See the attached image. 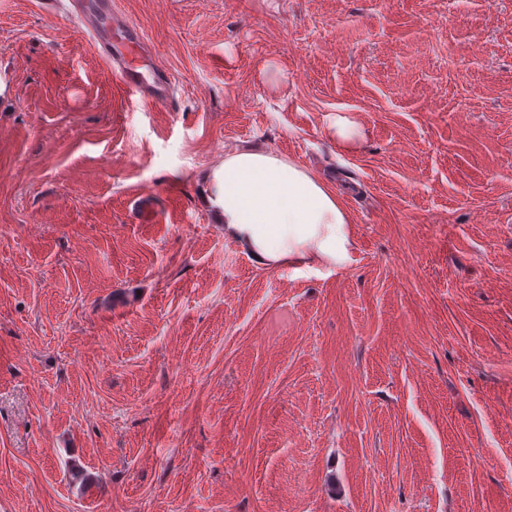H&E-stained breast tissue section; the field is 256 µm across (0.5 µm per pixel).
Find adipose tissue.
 Returning <instances> with one entry per match:
<instances>
[{"instance_id":"ef3b65f1","label":"adipose tissue","mask_w":512,"mask_h":512,"mask_svg":"<svg viewBox=\"0 0 512 512\" xmlns=\"http://www.w3.org/2000/svg\"><path fill=\"white\" fill-rule=\"evenodd\" d=\"M206 205L257 264L341 266L350 259V217L338 195L271 151L238 147L201 176Z\"/></svg>"}]
</instances>
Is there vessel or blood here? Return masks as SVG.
<instances>
[{
    "instance_id": "obj_1",
    "label": "vessel or blood",
    "mask_w": 512,
    "mask_h": 512,
    "mask_svg": "<svg viewBox=\"0 0 512 512\" xmlns=\"http://www.w3.org/2000/svg\"><path fill=\"white\" fill-rule=\"evenodd\" d=\"M68 12L85 32L98 57L116 74L123 91L145 103L170 104L174 79L153 59L141 28L115 0H68Z\"/></svg>"
}]
</instances>
